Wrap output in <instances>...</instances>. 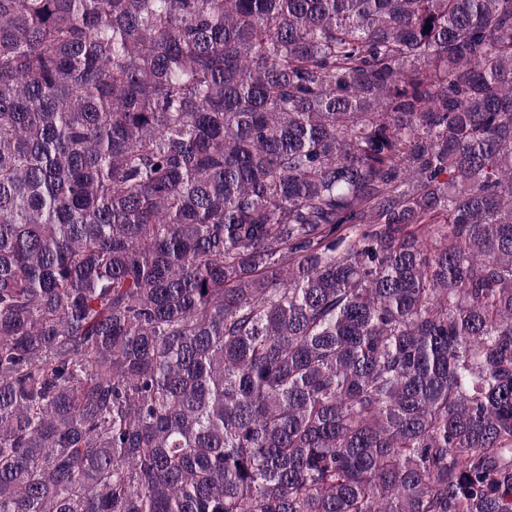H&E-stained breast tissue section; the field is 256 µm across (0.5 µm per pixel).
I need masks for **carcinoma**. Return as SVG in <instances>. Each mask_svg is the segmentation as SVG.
I'll use <instances>...</instances> for the list:
<instances>
[{
  "label": "carcinoma",
  "instance_id": "cac0c4a2",
  "mask_svg": "<svg viewBox=\"0 0 512 512\" xmlns=\"http://www.w3.org/2000/svg\"><path fill=\"white\" fill-rule=\"evenodd\" d=\"M0 512H512V0H0Z\"/></svg>",
  "mask_w": 512,
  "mask_h": 512
}]
</instances>
